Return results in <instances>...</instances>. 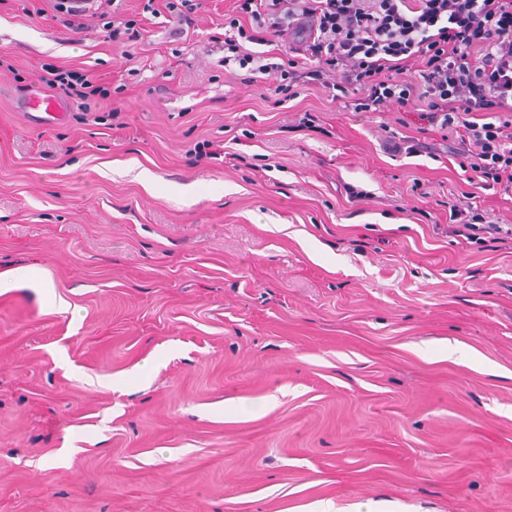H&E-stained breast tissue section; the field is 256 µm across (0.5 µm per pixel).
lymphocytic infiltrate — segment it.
<instances>
[{
	"label": "lymphocytic infiltrate",
	"mask_w": 512,
	"mask_h": 512,
	"mask_svg": "<svg viewBox=\"0 0 512 512\" xmlns=\"http://www.w3.org/2000/svg\"><path fill=\"white\" fill-rule=\"evenodd\" d=\"M98 0H53L60 24L79 33L95 19L106 40L139 39V22ZM300 36L302 59L275 62L266 36ZM222 67L245 70L277 103L339 74L332 99L355 112L388 103L418 113L453 140L482 189L512 197V0H235L224 16ZM39 81L96 111L111 96L88 74L43 64ZM448 233L480 251L512 245V226L489 221L472 192L448 204Z\"/></svg>",
	"instance_id": "f902f5d3"
}]
</instances>
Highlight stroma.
<instances>
[{"label": "stroma", "instance_id": "35a3bbf8", "mask_svg": "<svg viewBox=\"0 0 512 512\" xmlns=\"http://www.w3.org/2000/svg\"><path fill=\"white\" fill-rule=\"evenodd\" d=\"M231 5L122 46L0 0V272L52 283L0 294V512H512V251L449 237L451 142L386 153L416 113L224 71ZM44 63L120 126L32 125ZM41 72L38 76L40 83L57 93L80 100L84 115L99 112L97 106L100 102L111 97L110 89L91 79L87 73L50 63L43 64ZM400 505L387 501H374L369 504L345 503L338 504L329 500L317 501L303 512H405Z\"/></svg>", "mask_w": 512, "mask_h": 512}]
</instances>
